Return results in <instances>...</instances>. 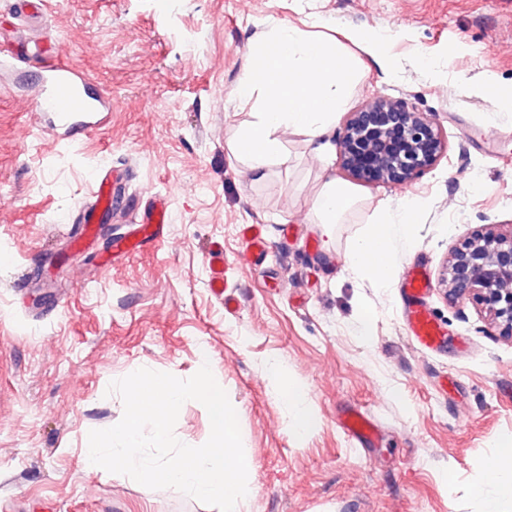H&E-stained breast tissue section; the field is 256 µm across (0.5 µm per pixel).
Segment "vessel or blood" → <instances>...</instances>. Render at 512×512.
I'll return each mask as SVG.
<instances>
[{
    "instance_id": "1",
    "label": "vessel or blood",
    "mask_w": 512,
    "mask_h": 512,
    "mask_svg": "<svg viewBox=\"0 0 512 512\" xmlns=\"http://www.w3.org/2000/svg\"><path fill=\"white\" fill-rule=\"evenodd\" d=\"M40 99L44 111L56 119V125L68 134L71 140H80L96 123L99 112L104 111L107 100L96 90L90 78L64 61H54L47 65L41 81ZM92 199L74 216L79 229L70 234L68 245L76 252L90 251L95 247L97 226L112 215V201L120 187L111 173H99L93 178ZM170 218L165 204L154 202L145 208L138 223L130 225L126 232L112 243V253L117 257H128L145 247L157 246L164 242ZM226 260L222 248L210 251V286L213 292L222 294L224 308L234 311L236 299L227 293L224 280ZM430 282L425 269L411 265L405 272L401 288L403 328L410 342L421 352L436 353L446 344V337L433 314L428 309ZM342 428L357 445L371 444L376 435V427L363 413H348Z\"/></svg>"
}]
</instances>
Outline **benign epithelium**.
Returning a JSON list of instances; mask_svg holds the SVG:
<instances>
[{
    "label": "benign epithelium",
    "instance_id": "benign-epithelium-1",
    "mask_svg": "<svg viewBox=\"0 0 512 512\" xmlns=\"http://www.w3.org/2000/svg\"><path fill=\"white\" fill-rule=\"evenodd\" d=\"M447 150L435 123L403 102L379 97L350 113L340 142L343 168L362 183L401 186ZM448 298L469 300L512 337V230L476 233L446 261Z\"/></svg>",
    "mask_w": 512,
    "mask_h": 512
}]
</instances>
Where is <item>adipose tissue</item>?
I'll return each mask as SVG.
<instances>
[{
  "instance_id": "1",
  "label": "adipose tissue",
  "mask_w": 512,
  "mask_h": 512,
  "mask_svg": "<svg viewBox=\"0 0 512 512\" xmlns=\"http://www.w3.org/2000/svg\"><path fill=\"white\" fill-rule=\"evenodd\" d=\"M264 44L275 52L265 64L263 76L247 72L238 81L234 97L251 108V120L234 140V151L244 159L254 180H262L274 160L282 156L279 131L296 130L319 142L346 105L352 65L328 42L304 35L290 25L279 26L265 36ZM356 202L353 191L336 178H327L314 203L317 223L332 229ZM418 198H406L396 216L382 214L356 238L347 263L376 286L387 287L394 269L395 245L414 235V213L423 207ZM489 480L479 489L487 512L512 501V443L499 448L489 465Z\"/></svg>"
}]
</instances>
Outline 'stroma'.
Masks as SVG:
<instances>
[{
	"instance_id": "35a3bbf8",
	"label": "stroma",
	"mask_w": 512,
	"mask_h": 512,
	"mask_svg": "<svg viewBox=\"0 0 512 512\" xmlns=\"http://www.w3.org/2000/svg\"><path fill=\"white\" fill-rule=\"evenodd\" d=\"M290 24L316 35L380 33L384 55L341 41L355 64L342 112L315 153L278 137L286 163L252 180L232 152L250 121L233 90L262 35ZM48 41L109 100L100 126L71 145L41 125L44 57L0 67V512H213L170 489L89 472L88 434L118 423L113 380L137 369L193 376L207 349L256 471L248 512H484L477 488L512 438V339L440 284L450 251L474 232L512 229V0H46V17L0 0V34ZM377 97L426 113L448 148L404 187L353 183L356 203L331 233L312 214L327 177L348 181L339 139ZM127 170L112 210L124 231L135 203L166 197L165 242L102 265L71 252L65 219L91 199L90 173ZM424 200L415 237L395 246L388 287L347 266L376 212ZM268 254L249 258L246 225ZM222 245L235 313L209 286ZM426 266L428 306L448 345L420 353L403 330L399 288ZM278 373H270L268 362ZM299 386L317 415L298 439L283 393ZM356 407L377 424L359 449L341 427ZM199 446L205 407L186 401L174 428Z\"/></svg>"
}]
</instances>
